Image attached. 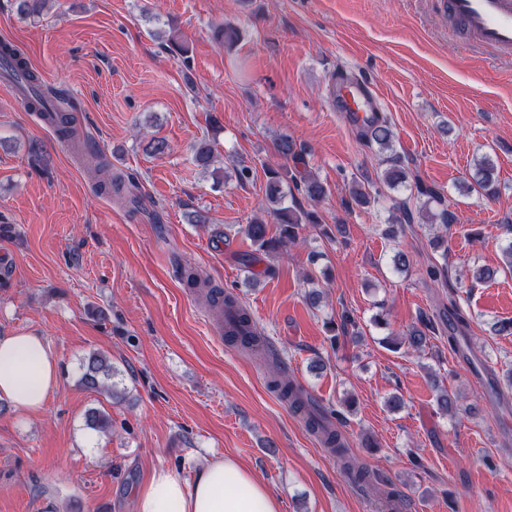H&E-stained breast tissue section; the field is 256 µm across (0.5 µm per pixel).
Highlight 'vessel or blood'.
I'll return each mask as SVG.
<instances>
[{"label": "vessel or blood", "mask_w": 512, "mask_h": 512, "mask_svg": "<svg viewBox=\"0 0 512 512\" xmlns=\"http://www.w3.org/2000/svg\"><path fill=\"white\" fill-rule=\"evenodd\" d=\"M446 6L480 44L512 55V0H447ZM335 103L356 124L380 109L375 87L354 78L337 80Z\"/></svg>", "instance_id": "b4317fda"}]
</instances>
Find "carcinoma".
Masks as SVG:
<instances>
[{"label":"carcinoma","instance_id":"obj_1","mask_svg":"<svg viewBox=\"0 0 512 512\" xmlns=\"http://www.w3.org/2000/svg\"><path fill=\"white\" fill-rule=\"evenodd\" d=\"M17 11L24 16L41 14L47 0H15ZM0 77L13 82L26 92L25 105L31 112H37L50 124L63 139L76 141L77 128L75 116L70 109L59 104L58 95L45 87L39 73L26 61L22 52L14 45L0 44ZM361 138L368 144H376L381 150L389 152L386 157L388 167L381 180L390 188L403 186L408 182V169L402 157L395 151L392 132L387 117L379 112L376 118L361 127ZM279 155L292 162V167L266 168V200L269 203L268 213L279 224V235L276 238L267 236V225L262 219H256L243 228V233L256 246V251L268 255L282 250L287 243L296 241L299 229L304 224L318 223L313 211H306L285 204L288 197V183H293L310 201L317 203L326 196V187L315 178L307 168L303 148L286 136L277 143ZM214 142L204 137L193 146V160L196 165L207 168L213 161ZM96 170L101 175L100 190L119 196L123 192L124 182L118 177L107 174L105 166L98 163ZM495 165L492 160L483 158L475 165L472 182L467 189L479 194L489 195L495 186ZM209 305L224 314L227 322L224 329L225 339L243 353L262 360L269 376L270 387L278 396L288 401L292 410L301 417L309 432L316 435L324 447L340 463L342 471L349 480L357 485L370 484L375 479L373 473L352 455L345 447L341 431L333 423L340 418L334 413L315 404L304 392V389L290 379L282 360L270 352L269 341L255 326L253 318L238 296L213 287L208 292ZM448 345L459 351L467 345L465 332L470 324L469 316L452 299L448 305ZM435 321L423 318L420 325L412 327L401 344L418 349L428 342L436 333ZM110 358L102 352H92L85 361L80 382L90 391L104 390L116 399H123L124 393L117 390L116 385L106 383L112 377ZM86 423L89 427L101 431H111L112 423L109 415L99 409L87 411Z\"/></svg>","mask_w":512,"mask_h":512}]
</instances>
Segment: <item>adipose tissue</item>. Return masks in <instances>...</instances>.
I'll use <instances>...</instances> for the list:
<instances>
[{
  "label": "adipose tissue",
  "mask_w": 512,
  "mask_h": 512,
  "mask_svg": "<svg viewBox=\"0 0 512 512\" xmlns=\"http://www.w3.org/2000/svg\"><path fill=\"white\" fill-rule=\"evenodd\" d=\"M59 362L45 340L30 333L0 336V398L29 412L44 408L59 382ZM137 512H282L254 473L233 458L210 459L193 480L156 470L141 485Z\"/></svg>",
  "instance_id": "adipose-tissue-1"
}]
</instances>
